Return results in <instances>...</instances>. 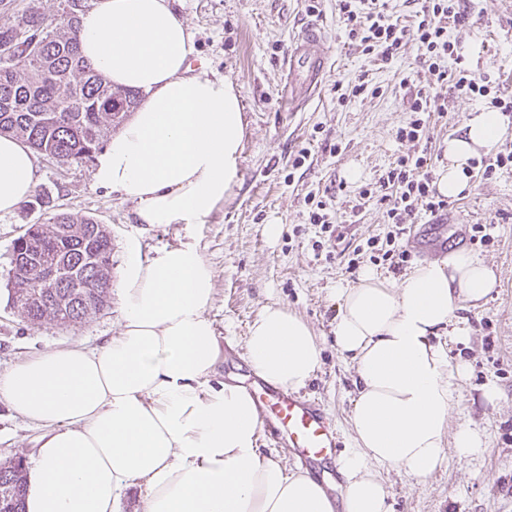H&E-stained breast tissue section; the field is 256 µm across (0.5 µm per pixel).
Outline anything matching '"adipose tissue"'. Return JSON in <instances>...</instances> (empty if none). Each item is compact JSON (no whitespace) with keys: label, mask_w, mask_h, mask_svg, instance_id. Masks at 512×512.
<instances>
[{"label":"adipose tissue","mask_w":512,"mask_h":512,"mask_svg":"<svg viewBox=\"0 0 512 512\" xmlns=\"http://www.w3.org/2000/svg\"><path fill=\"white\" fill-rule=\"evenodd\" d=\"M84 57L142 103L97 160L95 180L136 203L138 223L195 224L231 190L245 135L230 79L192 74V32L168 0H96L81 21ZM498 112H477L448 142L438 192L457 197L473 159L511 132ZM37 185L23 141L0 137V213ZM497 285L494 271L459 251L412 267L397 283L363 271L337 291V350L354 362L356 446L342 460L340 497L258 447L261 423L246 389L212 385L220 346L208 310L214 273L193 247L142 260L128 248L120 329L96 347L68 345L0 373V398L42 433L30 460L24 512H119L120 491L141 487L145 512H389L379 471L425 478L446 453L486 449L468 423L450 429L465 365L434 345L463 337L462 302ZM309 325L265 305L249 329L246 360L265 383L304 388L320 365Z\"/></svg>","instance_id":"ef3b65f1"}]
</instances>
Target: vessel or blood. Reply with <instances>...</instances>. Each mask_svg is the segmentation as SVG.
<instances>
[{"label":"vessel or blood","instance_id":"obj_1","mask_svg":"<svg viewBox=\"0 0 512 512\" xmlns=\"http://www.w3.org/2000/svg\"><path fill=\"white\" fill-rule=\"evenodd\" d=\"M282 68L290 82L289 111H305L319 99L330 71L323 30L306 25L293 32ZM252 397L273 440L286 441L299 459L309 463L336 447L335 423L318 402L268 385L253 390Z\"/></svg>","mask_w":512,"mask_h":512}]
</instances>
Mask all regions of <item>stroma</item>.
Returning a JSON list of instances; mask_svg holds the SVG:
<instances>
[{"label":"stroma","instance_id":"obj_1","mask_svg":"<svg viewBox=\"0 0 512 512\" xmlns=\"http://www.w3.org/2000/svg\"><path fill=\"white\" fill-rule=\"evenodd\" d=\"M194 36L199 60L209 77L229 78L239 94L246 130L237 159L232 191L200 224L149 226L138 223L136 205L121 194L94 182V163H59L37 156V194L44 206L21 205L0 213V373L20 360L52 349L80 344L94 347L119 329V303L87 322L74 326L33 327L14 311L7 290L14 240L28 225L45 222L51 209L74 217H93L112 239V281L120 283L123 257L136 246L143 259L165 248L197 247L215 273V296L209 310L221 356L216 380L236 375L246 381L245 341L250 324L262 307L279 303L313 329L322 358L303 395L318 400L337 425L339 446L330 468L355 446L351 415L358 387L355 368L335 344L336 291L355 285L360 273L373 269L388 281H399L403 269L371 263L355 250L367 238L385 239L390 230L386 206L363 189L398 155L412 147L424 150L430 172L447 164L450 138L461 136L472 112L490 109L489 99L449 94L445 109L431 113L418 145L399 141L396 131L410 121L414 88L402 86L417 72L416 86L428 88L433 76L421 64V46L408 42L390 61L365 55L348 44L339 22L336 0H170ZM468 21L452 26L448 38L459 47L477 44L472 58L445 60L444 67L468 68L490 77L500 93L512 97V0H466ZM328 35L332 69L320 100L311 111H281L285 87L280 64L290 36L306 24ZM366 83L367 89L339 103L337 87ZM310 148L305 166L292 171L288 160ZM357 179H348L350 170ZM327 194L336 212L337 231L323 242L318 225L308 219V194ZM445 218L452 228L449 250H464L493 268L498 286L480 302L464 303L459 315L469 329L459 340L440 336L453 361L465 363L469 374L461 383L462 400L451 424L470 423L487 439V451L461 461L449 456L430 476L415 478L394 469L381 473L391 512H512V168L484 176L473 168L464 195L449 199ZM282 228L268 239L265 227ZM481 224L493 239L483 245L471 238ZM359 258L351 269V258ZM495 382L496 400L483 388ZM41 431L13 412L0 399V461L29 458Z\"/></svg>","mask_w":512,"mask_h":512}]
</instances>
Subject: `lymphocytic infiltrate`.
Here are the masks:
<instances>
[{
  "instance_id": "f902f5d3",
  "label": "lymphocytic infiltrate",
  "mask_w": 512,
  "mask_h": 512,
  "mask_svg": "<svg viewBox=\"0 0 512 512\" xmlns=\"http://www.w3.org/2000/svg\"><path fill=\"white\" fill-rule=\"evenodd\" d=\"M339 13L348 39L362 54L380 52L383 60H391L406 43L414 41L425 50L434 81L432 89H418L411 110L415 117L406 126L398 128L399 141L420 142L426 128L425 114L443 111L442 91L452 88L454 93L482 98L491 91L489 80L475 78L468 70L447 72L441 63L454 56L456 44L448 38L449 23L465 25L468 11L464 0H423L412 24L392 21L385 12L384 0H340ZM427 159L419 153L397 157L379 179L382 201L385 202L387 221L393 226L410 221L416 211L438 214L448 207L432 185L426 171Z\"/></svg>"
}]
</instances>
